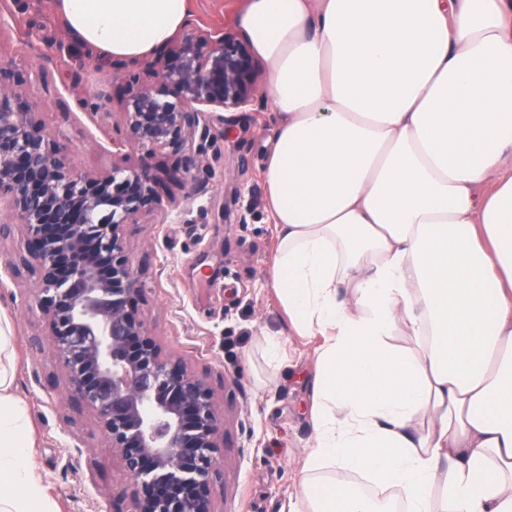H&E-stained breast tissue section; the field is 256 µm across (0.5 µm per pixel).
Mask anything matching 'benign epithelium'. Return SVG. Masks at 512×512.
<instances>
[{
  "instance_id": "obj_1",
  "label": "benign epithelium",
  "mask_w": 512,
  "mask_h": 512,
  "mask_svg": "<svg viewBox=\"0 0 512 512\" xmlns=\"http://www.w3.org/2000/svg\"><path fill=\"white\" fill-rule=\"evenodd\" d=\"M112 70L127 88L112 147H138L139 165L78 172L37 106L15 107L0 88V201L24 236L19 260L68 388L120 454L135 512H214L225 418L207 378L166 352L140 316L151 262L129 261L127 229L156 209L158 152L187 151L189 178L209 174L200 156L211 123L259 104L260 64L233 30H191ZM12 225H0V239Z\"/></svg>"
}]
</instances>
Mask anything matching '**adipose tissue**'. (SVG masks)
Instances as JSON below:
<instances>
[{
	"mask_svg": "<svg viewBox=\"0 0 512 512\" xmlns=\"http://www.w3.org/2000/svg\"><path fill=\"white\" fill-rule=\"evenodd\" d=\"M55 6L106 59L192 18L189 0ZM235 27L277 121L271 285L322 339L304 470L374 474L404 512H512V0H241ZM12 383L0 365V512H50ZM301 501L375 512L330 479Z\"/></svg>",
	"mask_w": 512,
	"mask_h": 512,
	"instance_id": "obj_1",
	"label": "adipose tissue"
}]
</instances>
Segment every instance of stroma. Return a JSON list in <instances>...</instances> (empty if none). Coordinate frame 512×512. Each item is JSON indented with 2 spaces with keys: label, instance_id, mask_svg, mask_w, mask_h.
I'll list each match as a JSON object with an SVG mask.
<instances>
[{
  "label": "stroma",
  "instance_id": "stroma-1",
  "mask_svg": "<svg viewBox=\"0 0 512 512\" xmlns=\"http://www.w3.org/2000/svg\"><path fill=\"white\" fill-rule=\"evenodd\" d=\"M202 30L232 27L239 0H191ZM0 59L12 68L15 105H37L49 138H63L81 172L110 171L109 138L122 124V81L70 35L55 0H27L0 26ZM106 91V113L78 109L75 99ZM233 128L213 132L211 175L190 180L188 157L171 151L151 160L158 200L144 223L129 227L131 262L151 255L139 310L170 353L207 374L225 413L223 478L212 492L215 512H289L302 465L315 439L307 395L309 355L269 280L277 246L266 202L263 141L272 128L269 104L224 115ZM239 194L225 204L229 185ZM181 214V223L169 222ZM24 238L0 242V320L14 349L11 393L31 421L29 463L53 512H134L133 483L99 431L93 412L70 395L56 361L34 281L10 264Z\"/></svg>",
  "mask_w": 512,
  "mask_h": 512
}]
</instances>
